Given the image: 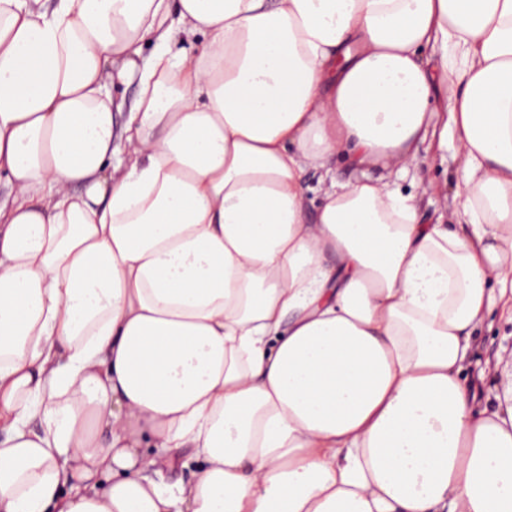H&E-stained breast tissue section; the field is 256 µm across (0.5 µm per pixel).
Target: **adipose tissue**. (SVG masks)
I'll list each match as a JSON object with an SVG mask.
<instances>
[{
    "label": "adipose tissue",
    "mask_w": 512,
    "mask_h": 512,
    "mask_svg": "<svg viewBox=\"0 0 512 512\" xmlns=\"http://www.w3.org/2000/svg\"><path fill=\"white\" fill-rule=\"evenodd\" d=\"M438 96L464 232L328 175ZM1 174L0 512H512V0H0ZM503 361L496 367V356ZM512 322L494 313L482 329L470 338L464 375L482 393V402L496 404L495 396L505 394L511 386ZM484 371L483 379L479 378Z\"/></svg>",
    "instance_id": "ef3b65f1"
}]
</instances>
